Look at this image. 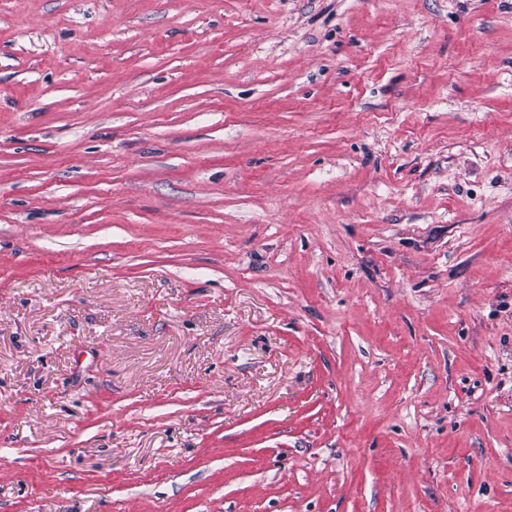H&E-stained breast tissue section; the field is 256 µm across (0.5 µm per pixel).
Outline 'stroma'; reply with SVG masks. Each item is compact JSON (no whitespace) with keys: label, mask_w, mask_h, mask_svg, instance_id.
I'll use <instances>...</instances> for the list:
<instances>
[{"label":"stroma","mask_w":512,"mask_h":512,"mask_svg":"<svg viewBox=\"0 0 512 512\" xmlns=\"http://www.w3.org/2000/svg\"><path fill=\"white\" fill-rule=\"evenodd\" d=\"M0 512H512V0H0Z\"/></svg>","instance_id":"obj_1"}]
</instances>
